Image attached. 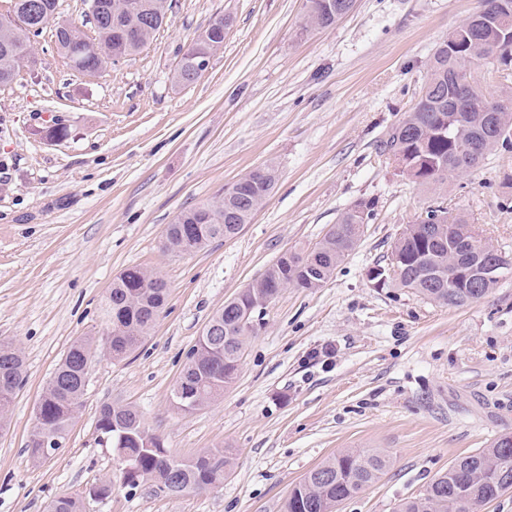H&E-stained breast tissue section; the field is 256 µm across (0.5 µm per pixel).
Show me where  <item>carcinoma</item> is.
Masks as SVG:
<instances>
[{
    "instance_id": "obj_1",
    "label": "carcinoma",
    "mask_w": 512,
    "mask_h": 512,
    "mask_svg": "<svg viewBox=\"0 0 512 512\" xmlns=\"http://www.w3.org/2000/svg\"><path fill=\"white\" fill-rule=\"evenodd\" d=\"M100 16L95 29L101 53L89 54L72 41L67 28L56 22L57 0H11L7 13L0 14V87L20 75L23 56L20 48L30 43L27 6L37 5L34 25L54 26L57 47L76 73L98 75L119 50L129 57L147 45L162 27L169 0H135L139 8H128L130 0H96ZM342 0H305L314 29L327 28L341 15L330 5ZM490 15L512 19V0H483ZM142 30V41L130 44L126 32ZM504 28L484 31L461 24L439 42L427 64V77L420 99L412 111L392 127L384 151L395 157L399 172L413 183L434 193L448 185L456 172L477 168L491 152L512 140V112H482L470 107L455 76L485 59L498 43L509 44ZM207 37L195 41L187 54L215 53L224 43V18L214 20ZM478 143L479 152L467 146ZM278 168L272 161L252 169L244 178L224 186V194L197 207L182 211L168 225L166 237L176 254H192L216 238H232L239 225L250 223L256 211L272 193ZM375 201L361 200L338 219L337 224L312 249L295 253L288 267L269 266L253 288L242 289L224 303L209 320L214 335H201L171 392L175 408L197 410L224 392L237 377L249 335L238 328L239 307L254 303L286 288H319L360 240L355 225L372 218ZM202 225L201 232L188 236L181 246V230ZM397 260L395 276L382 286L405 288L430 302L460 307L487 296L500 279L477 277L467 285L448 292V276L459 267L478 269L491 260L490 242L479 237L462 213L447 212L437 224L407 225L394 242L389 260ZM167 300L166 282L159 273L138 266L128 267L112 280L101 307V330L72 342L47 382L41 405L34 412V427L28 453L33 462L43 461V437L64 443L69 427L83 407L88 385L84 370L99 354L115 359L131 352L150 334ZM24 359L9 342H0V431L9 428V411L24 381ZM96 429L109 437L112 448L135 458L137 471L123 476L124 484L135 488L142 478L165 486L166 493L180 495L201 492L224 481L230 470L229 457L216 450L196 459L172 456L162 442L146 429L140 411L131 405L106 404L99 411ZM382 451L347 449L311 469L288 493L283 512H334L343 501L376 482L389 466ZM512 489V441L498 438L489 448L457 458L447 470L437 474L416 496L400 503L397 512H462L459 500L472 505L488 504ZM48 512H87L78 494L57 497Z\"/></svg>"
}]
</instances>
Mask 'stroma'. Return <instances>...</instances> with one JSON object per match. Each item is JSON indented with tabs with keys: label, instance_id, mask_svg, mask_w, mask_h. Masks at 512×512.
Segmentation results:
<instances>
[{
	"label": "stroma",
	"instance_id": "obj_1",
	"mask_svg": "<svg viewBox=\"0 0 512 512\" xmlns=\"http://www.w3.org/2000/svg\"><path fill=\"white\" fill-rule=\"evenodd\" d=\"M154 40L96 76L76 73L53 29L37 64L0 88V340L26 377L0 433V512H46L110 484L87 512H282L292 486L347 449L390 457L339 512H395L454 459L512 434V273L479 301L440 306L376 288L369 268L433 200L382 152L414 107L434 45L480 0H355L303 31V0H172ZM224 44L193 84L173 70L216 18ZM69 126L52 142L36 128ZM278 184L250 224L191 255L164 251L168 224L265 161ZM512 256V147L442 194ZM376 210L359 245L315 290L266 307L237 377L208 406L171 391L212 315L283 252L318 242L359 200ZM130 266L159 272L168 297L150 335L98 357L63 448L33 463L34 409L70 343L101 328L100 305ZM131 404L173 456L226 450L231 470L174 496L123 484L96 420Z\"/></svg>",
	"mask_w": 512,
	"mask_h": 512
}]
</instances>
